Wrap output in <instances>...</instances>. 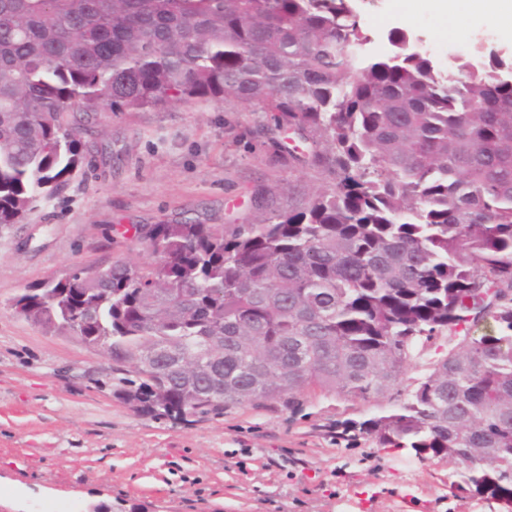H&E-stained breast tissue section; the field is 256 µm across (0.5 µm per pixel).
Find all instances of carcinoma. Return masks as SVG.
I'll list each match as a JSON object with an SVG mask.
<instances>
[{
	"label": "carcinoma",
	"instance_id": "1",
	"mask_svg": "<svg viewBox=\"0 0 512 512\" xmlns=\"http://www.w3.org/2000/svg\"><path fill=\"white\" fill-rule=\"evenodd\" d=\"M407 39L373 55L356 0H0V226L76 176L105 109L258 105L288 133L275 158L333 175L228 231L145 224L147 260L13 305L51 335L87 318L115 396L157 418L385 398L324 435L446 458L457 490L512 512V56L475 45L445 72Z\"/></svg>",
	"mask_w": 512,
	"mask_h": 512
}]
</instances>
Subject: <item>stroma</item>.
Returning <instances> with one entry per match:
<instances>
[{
    "instance_id": "35a3bbf8",
    "label": "stroma",
    "mask_w": 512,
    "mask_h": 512,
    "mask_svg": "<svg viewBox=\"0 0 512 512\" xmlns=\"http://www.w3.org/2000/svg\"><path fill=\"white\" fill-rule=\"evenodd\" d=\"M373 49L405 29L423 45L512 39L477 13L462 23L402 0H358ZM263 112L187 102L151 112L104 111L106 134L51 202L0 227V512H488L452 489L457 466L371 443L344 448L320 424L362 419L378 405L320 402L309 417L243 407L180 421L136 411L113 391L102 350L46 334L16 315L26 289L77 264L141 260V224L193 218L232 227L302 206L327 173L274 161Z\"/></svg>"
}]
</instances>
